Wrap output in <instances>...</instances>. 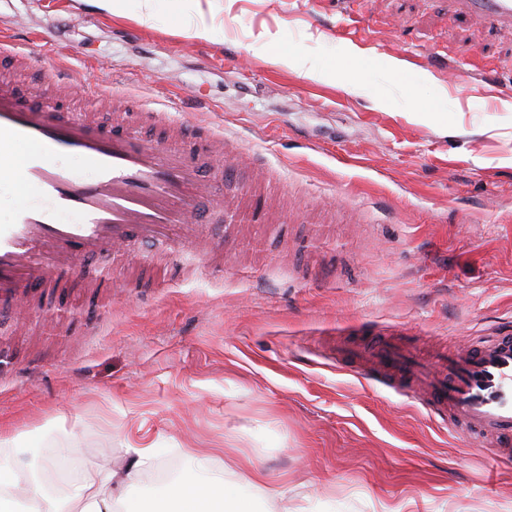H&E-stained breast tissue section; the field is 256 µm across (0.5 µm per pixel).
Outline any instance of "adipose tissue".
I'll return each mask as SVG.
<instances>
[{
	"instance_id": "adipose-tissue-1",
	"label": "adipose tissue",
	"mask_w": 512,
	"mask_h": 512,
	"mask_svg": "<svg viewBox=\"0 0 512 512\" xmlns=\"http://www.w3.org/2000/svg\"><path fill=\"white\" fill-rule=\"evenodd\" d=\"M128 452L124 470L101 466L87 471L62 497L47 493L24 467L0 463V512H247L241 499L227 493L228 481L214 460L195 458L189 448L184 454L195 458L198 477L173 482L151 507L132 502L124 489L154 466L157 451L152 441L143 438Z\"/></svg>"
}]
</instances>
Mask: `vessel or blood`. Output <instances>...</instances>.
I'll return each instance as SVG.
<instances>
[{
  "mask_svg": "<svg viewBox=\"0 0 512 512\" xmlns=\"http://www.w3.org/2000/svg\"><path fill=\"white\" fill-rule=\"evenodd\" d=\"M448 11L512 30V0H447ZM194 139L174 147L138 129L105 130L87 113L23 105L12 82L0 78V170L21 188L6 223L0 224V301L26 306V285L51 287L68 273L76 255L98 256L131 244H170L178 254L196 244L192 220L199 209L227 224H252L242 200L212 189L213 176L236 175L220 163L224 133L203 119ZM81 157L95 173L87 180L61 166ZM77 213L71 224L60 212ZM411 393L441 422L464 426L495 453L512 457V329L504 327L434 362L384 339L360 369Z\"/></svg>",
  "mask_w": 512,
  "mask_h": 512,
  "instance_id": "1",
  "label": "vessel or blood"
}]
</instances>
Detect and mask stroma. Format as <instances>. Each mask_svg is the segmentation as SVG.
<instances>
[{
	"label": "stroma",
	"instance_id": "stroma-1",
	"mask_svg": "<svg viewBox=\"0 0 512 512\" xmlns=\"http://www.w3.org/2000/svg\"><path fill=\"white\" fill-rule=\"evenodd\" d=\"M0 0V32L67 96L108 83L190 126L209 114L263 154L276 200L247 179L260 224L196 221L206 249L155 270L80 260L47 294L56 324L19 315L0 367V432L38 476L120 465L138 436L153 502L219 453L252 512H512V460L337 359L379 337L429 352L512 321V34L443 0ZM203 21L210 38L188 36ZM363 56L344 57L347 47ZM301 59L273 62L272 52ZM315 65L317 75L306 72ZM251 461L287 489L254 499Z\"/></svg>",
	"mask_w": 512,
	"mask_h": 512
}]
</instances>
